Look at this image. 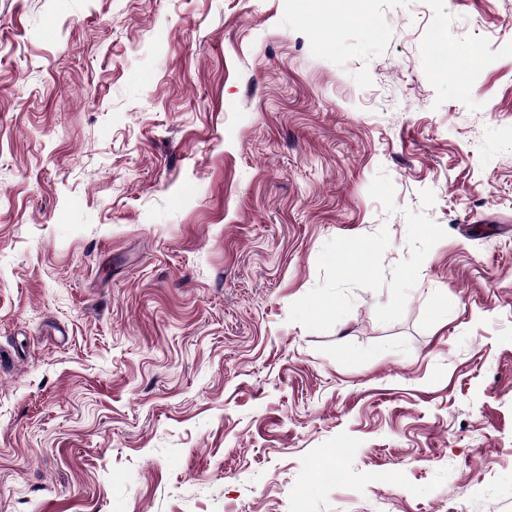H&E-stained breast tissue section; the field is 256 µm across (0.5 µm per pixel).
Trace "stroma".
Returning a JSON list of instances; mask_svg holds the SVG:
<instances>
[{"instance_id":"35a3bbf8","label":"stroma","mask_w":512,"mask_h":512,"mask_svg":"<svg viewBox=\"0 0 512 512\" xmlns=\"http://www.w3.org/2000/svg\"><path fill=\"white\" fill-rule=\"evenodd\" d=\"M511 20L0 0V512H512Z\"/></svg>"}]
</instances>
